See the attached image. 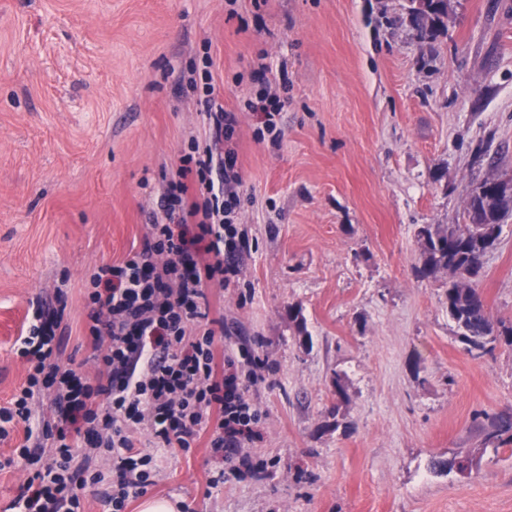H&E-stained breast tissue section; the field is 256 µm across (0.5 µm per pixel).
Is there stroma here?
I'll return each instance as SVG.
<instances>
[{
  "label": "stroma",
  "instance_id": "stroma-1",
  "mask_svg": "<svg viewBox=\"0 0 512 512\" xmlns=\"http://www.w3.org/2000/svg\"><path fill=\"white\" fill-rule=\"evenodd\" d=\"M407 0H0V407L25 382L33 304L67 293L62 365L94 377L89 294L137 250L190 143L210 56L238 123L237 285H212L224 351L268 365L252 467L208 484V449L158 461L191 512H512V443L470 474L478 415L512 418V346L467 352L427 224H463L512 179V0H451L422 41ZM278 106L268 133L256 104ZM512 322V217L477 284ZM300 311L301 320L290 318Z\"/></svg>",
  "mask_w": 512,
  "mask_h": 512
}]
</instances>
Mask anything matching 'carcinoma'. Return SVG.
Here are the masks:
<instances>
[{"instance_id": "carcinoma-1", "label": "carcinoma", "mask_w": 512, "mask_h": 512, "mask_svg": "<svg viewBox=\"0 0 512 512\" xmlns=\"http://www.w3.org/2000/svg\"><path fill=\"white\" fill-rule=\"evenodd\" d=\"M449 8V0H410L409 23L420 39L432 40L445 26ZM501 200L498 184L484 183L469 195L470 223L456 224L450 231L426 224L418 232L422 258L419 272L423 277L432 279L440 272L452 274L445 294L448 314L462 329L467 351L477 356L491 352L501 342L512 346V326L504 325L500 330L494 327L492 317L475 288L484 258L499 239V236L486 232L485 227L502 221ZM511 430L509 418L488 417L482 427L481 447L461 450L451 459L436 463V466L452 469L458 465L471 469L488 450L496 451L511 443L512 436L508 435Z\"/></svg>"}]
</instances>
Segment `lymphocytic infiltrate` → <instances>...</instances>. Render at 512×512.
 I'll list each match as a JSON object with an SVG mask.
<instances>
[{"instance_id":"lymphocytic-infiltrate-1","label":"lymphocytic infiltrate","mask_w":512,"mask_h":512,"mask_svg":"<svg viewBox=\"0 0 512 512\" xmlns=\"http://www.w3.org/2000/svg\"><path fill=\"white\" fill-rule=\"evenodd\" d=\"M241 183L234 152L218 160L190 150L162 201L164 221L149 225L139 249L99 267L89 295V331L99 349L94 379L58 361L65 292H56L54 306L33 308L17 349L26 381L0 408L1 437L7 423L25 425L15 450L30 472L15 503L20 512H80L77 490L89 482L102 485L111 512H125L130 494L153 486L160 452L191 453L204 437L211 455L223 458L253 440L261 415L249 392L264 364L244 369L225 354L208 300L213 282L228 286L241 274L231 259ZM43 395L48 417L36 406ZM140 431L148 435L142 449L133 441ZM103 462L111 476L100 470Z\"/></svg>"}]
</instances>
